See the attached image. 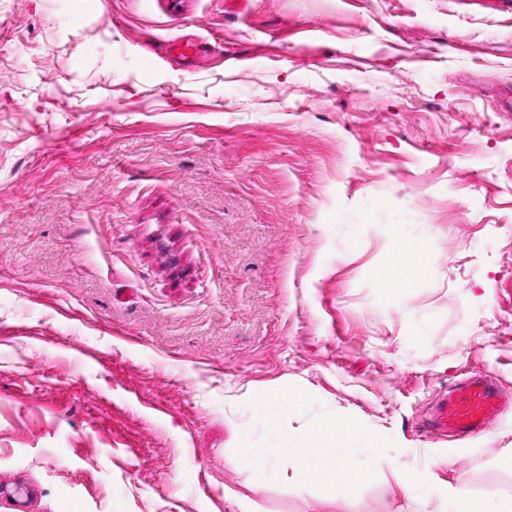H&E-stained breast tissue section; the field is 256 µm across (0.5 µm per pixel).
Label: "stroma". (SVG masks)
Instances as JSON below:
<instances>
[{"mask_svg":"<svg viewBox=\"0 0 512 512\" xmlns=\"http://www.w3.org/2000/svg\"><path fill=\"white\" fill-rule=\"evenodd\" d=\"M0 512H412L433 470L495 505L512 408V0H0ZM191 35L194 66L163 45ZM430 244L391 292L394 238ZM296 386L397 446L334 502L236 454ZM511 397L480 371L456 383L435 403L423 431L433 437L478 435L498 417Z\"/></svg>","mask_w":512,"mask_h":512,"instance_id":"1","label":"stroma"}]
</instances>
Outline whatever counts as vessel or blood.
<instances>
[{"label": "vessel or blood", "instance_id": "vessel-or-blood-1", "mask_svg": "<svg viewBox=\"0 0 512 512\" xmlns=\"http://www.w3.org/2000/svg\"><path fill=\"white\" fill-rule=\"evenodd\" d=\"M511 404L512 396L478 371L460 380L436 401L423 430L434 437L477 435Z\"/></svg>", "mask_w": 512, "mask_h": 512}]
</instances>
